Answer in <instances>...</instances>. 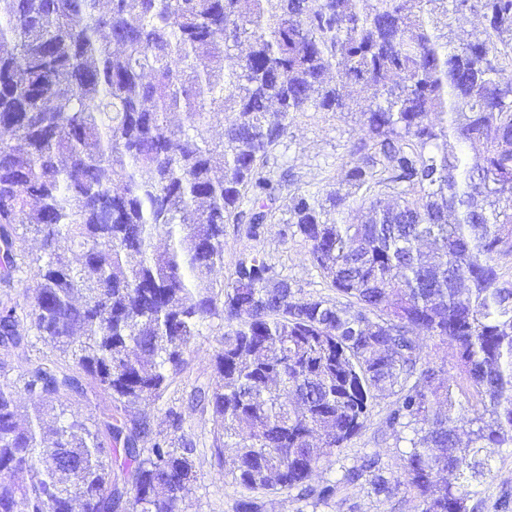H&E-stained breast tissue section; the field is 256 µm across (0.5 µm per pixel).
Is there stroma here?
<instances>
[{"mask_svg": "<svg viewBox=\"0 0 512 512\" xmlns=\"http://www.w3.org/2000/svg\"><path fill=\"white\" fill-rule=\"evenodd\" d=\"M363 137L355 116L331 112L296 113L273 151L274 175L285 178L293 192H326L341 180L346 164L353 159L354 147ZM273 209L275 223L265 225L258 238H246L238 233L236 225H225L224 266L214 272V279L228 281L240 254L257 249L288 277L293 289L305 294L330 295V288L308 259V246L303 238L281 233V222L287 217L284 201H277ZM219 326V320H212L210 329L186 354L184 371L151 408L155 432L172 436L173 429L165 412L173 407L182 413L183 432L197 443L198 482L192 494L182 502L181 512H236L238 502L249 495L230 475L233 449L216 454L207 416L190 406L193 389L210 385L215 379L213 354L221 335ZM27 336L24 346L0 354V381L20 382L28 364L46 357L58 358V351L40 340L35 331H28ZM393 402L390 396L374 399L359 433L319 464L316 479L330 478L338 484L332 500L314 508L301 505L287 492L268 494L264 497L266 512H419L413 491L403 490L386 498L375 495L368 480L354 485L344 482L347 469L360 465L363 458L372 455L379 456L386 471L401 469L403 445L385 424ZM490 456L494 476L480 486L473 500L475 512H496L498 499L506 493L512 495V447L492 449Z\"/></svg>", "mask_w": 512, "mask_h": 512, "instance_id": "1", "label": "stroma"}]
</instances>
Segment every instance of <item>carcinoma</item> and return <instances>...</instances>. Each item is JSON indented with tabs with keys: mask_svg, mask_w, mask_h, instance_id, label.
I'll return each instance as SVG.
<instances>
[{
	"mask_svg": "<svg viewBox=\"0 0 512 512\" xmlns=\"http://www.w3.org/2000/svg\"><path fill=\"white\" fill-rule=\"evenodd\" d=\"M107 2L0 0V281L26 299L0 306V349L27 322L75 366L30 365L23 415L0 382V512H180L195 443L154 436L145 408L215 317L216 379L192 404L216 454L235 449V483L330 501L315 469L388 394L402 472L374 455L346 482L470 512L486 449L512 446V72L496 63L512 0H480L487 38L452 49L472 0ZM309 110L368 135L339 187L288 197L286 227L339 299L287 287L258 250L217 282L224 225L256 238L274 219L269 155ZM80 371L112 398L101 430L54 414Z\"/></svg>",
	"mask_w": 512,
	"mask_h": 512,
	"instance_id": "carcinoma-1",
	"label": "carcinoma"
}]
</instances>
